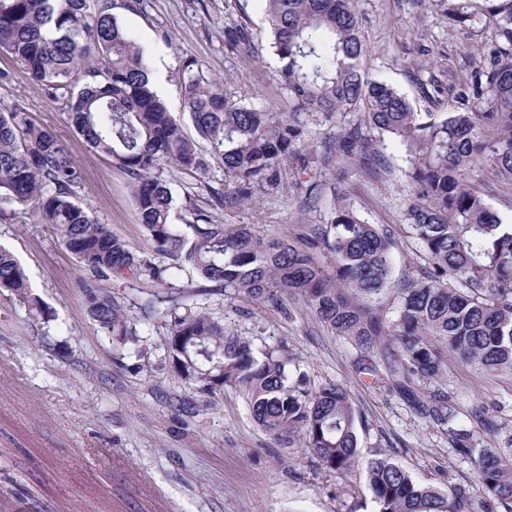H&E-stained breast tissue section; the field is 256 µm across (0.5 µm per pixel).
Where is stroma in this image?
Wrapping results in <instances>:
<instances>
[{"label": "stroma", "mask_w": 512, "mask_h": 512, "mask_svg": "<svg viewBox=\"0 0 512 512\" xmlns=\"http://www.w3.org/2000/svg\"><path fill=\"white\" fill-rule=\"evenodd\" d=\"M449 6V0H357L363 70L407 94L420 112L461 107L459 79L480 59L481 32L450 23ZM112 12L157 68L158 93L174 114L183 110L189 59L243 102L290 109L275 75L264 0H136L131 7L112 0ZM240 24L248 41L229 44L228 27ZM4 68L11 78L0 81V104L21 103L66 141L85 170L82 202L131 249L150 253L126 173L91 152L63 103L48 99L0 56ZM363 135L376 154L372 165H316L306 147L299 148L276 176L256 186L251 204L214 211L215 223L245 225L269 240L310 236L343 204L391 232L396 270L422 264L403 217L406 151L396 141L375 139L372 130ZM165 177L176 199L172 221L179 225L192 221L187 197L224 184L219 168L205 186L176 167ZM0 245L24 267L51 317L46 324L30 322L0 294V512H373L363 471H330L306 449L276 446L241 395L228 389L205 400L170 367L161 317L142 307L159 294L154 283L143 279L117 289L147 341L139 351L116 348L83 306L77 264L51 225L20 215L1 218ZM190 300L227 330L262 345L286 343L312 385L343 384L361 414L363 459L385 454L422 484L464 487L473 512H492L473 463L397 392L357 370L356 349L303 302L257 300L205 281ZM438 384L455 392L460 406L497 405L496 444L512 435V383L455 364ZM184 399L195 402V414L178 411Z\"/></svg>", "instance_id": "obj_1"}]
</instances>
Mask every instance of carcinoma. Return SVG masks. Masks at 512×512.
Returning <instances> with one entry per match:
<instances>
[{"label": "carcinoma", "mask_w": 512, "mask_h": 512, "mask_svg": "<svg viewBox=\"0 0 512 512\" xmlns=\"http://www.w3.org/2000/svg\"><path fill=\"white\" fill-rule=\"evenodd\" d=\"M354 2L266 0L289 112L228 96L223 83L204 79L188 61L183 113L190 136L155 90L143 49L110 9L96 0H0V55L49 99L63 101L87 146L125 171L159 260L130 250L94 220L78 199L84 171L71 149L18 105L0 108V216L53 225L81 268L83 305L119 345L141 338L112 294V281L128 274L182 289L199 277L274 303L303 298L356 345L357 364L382 373L474 463L498 512H512V448L484 442L498 431L493 409L479 401L463 413L455 394L427 388L451 358L492 381H512V224L488 204L481 184L485 171L512 181V0H454L453 20L481 23L486 38L481 67L463 79L473 103L448 113L417 112L396 88L366 75ZM352 107L379 139L392 138L407 152L405 222L430 270L394 276L391 234L346 207L305 240L267 241L213 220L210 209L249 201L258 181L305 144L310 117ZM336 155L371 163L357 127L343 132ZM215 159L232 190L215 191L207 208L188 199V237L171 222L175 198L164 172L175 166L205 181ZM319 246L332 256L329 272L310 256ZM0 292L30 320L47 318L24 268L1 246ZM162 315L169 362L198 393L213 398L232 389L281 445H304L330 470L358 466L361 416L342 386H310L285 347L229 333L195 303L176 302ZM365 479L373 512H472L464 490L422 485L384 454L366 462Z\"/></svg>", "instance_id": "1"}]
</instances>
